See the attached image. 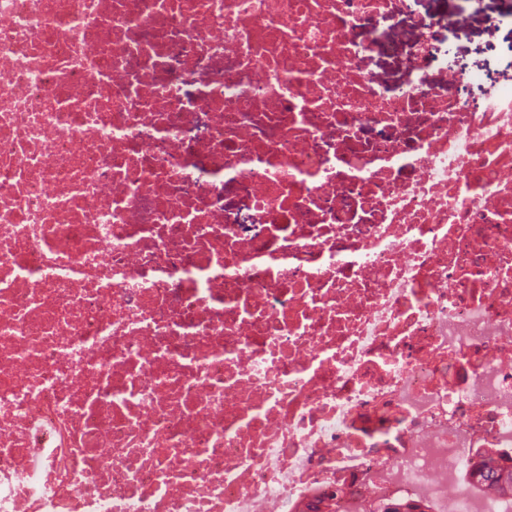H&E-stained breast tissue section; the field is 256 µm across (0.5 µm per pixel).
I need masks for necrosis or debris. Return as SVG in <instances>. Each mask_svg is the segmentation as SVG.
<instances>
[{"mask_svg": "<svg viewBox=\"0 0 512 512\" xmlns=\"http://www.w3.org/2000/svg\"><path fill=\"white\" fill-rule=\"evenodd\" d=\"M410 0H0V512H501L512 77ZM369 64L383 83L398 82L405 76V70L399 57L374 52L371 54ZM478 480L484 484L495 486L500 493L512 494V465L499 468L492 458L484 460V463L475 472Z\"/></svg>", "mask_w": 512, "mask_h": 512, "instance_id": "1", "label": "necrosis or debris"}]
</instances>
